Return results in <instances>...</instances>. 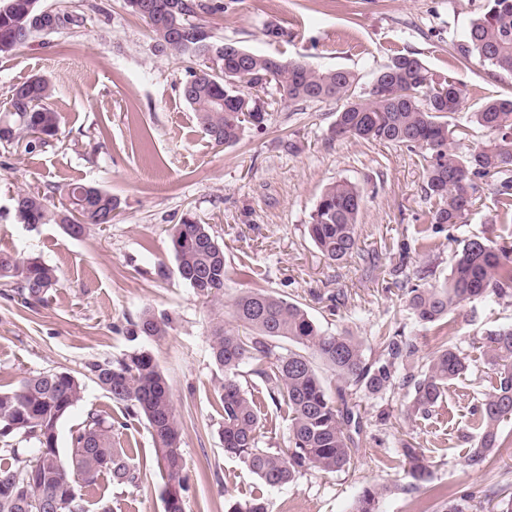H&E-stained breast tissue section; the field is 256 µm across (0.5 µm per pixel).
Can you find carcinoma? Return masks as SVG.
<instances>
[{"label":"carcinoma","instance_id":"carcinoma-1","mask_svg":"<svg viewBox=\"0 0 512 512\" xmlns=\"http://www.w3.org/2000/svg\"><path fill=\"white\" fill-rule=\"evenodd\" d=\"M135 1L151 27L155 51L197 65L182 86V97L216 145L235 144L246 128H266L269 113L258 93L274 84L285 102H342L334 125L338 137L404 146L415 153L424 169L426 193L435 199L431 229L461 223L476 203V180L488 177L496 179L502 213L512 216V99L488 100L472 112L471 119L491 139L463 156L457 151L462 131L449 118L464 106V85L454 77L434 79L412 53L392 57L375 74V85L358 94L356 76L347 69L317 70L302 61H284L216 40L200 19L208 6L198 0H126L130 5ZM42 11L41 0H0V56L28 42ZM215 49L221 57L212 67L207 60ZM457 51L464 60L476 56L495 73L512 76V0H486ZM52 93L43 76L16 85L0 106V144L33 154L56 139L59 115L49 104ZM63 195L72 200L55 213L40 192L18 191L15 211L20 223L54 221L79 237L96 215H120V200L98 185L68 183ZM363 201L361 190L347 181L332 183L322 192L307 227L328 260L343 261L357 252L355 229ZM171 244L180 278L197 297L219 300L228 270L224 246L210 225L187 218L174 225ZM2 278L9 280L12 297L27 308L48 304L59 283L56 269L40 258L21 259L0 251ZM486 298H512V244L472 238L455 253L446 281L407 289L406 307L416 323L432 327L447 324L448 315L461 303ZM232 316L235 324L220 319L209 334L212 358L224 370L216 392L224 452L242 460L269 487L287 484L309 469L335 473L350 466L354 413L336 406L312 357L341 382L339 397L349 388L378 397L395 389L400 379L397 365L415 353L413 342L396 332L368 359L358 337L323 329L300 303L264 289L236 297ZM170 329L169 317L145 312L130 323L128 333L133 340L159 342ZM282 339L297 349L279 351ZM479 344L495 380L476 409L474 444L463 466L492 480L485 492L490 512H512V485L493 469L495 449L512 439V432L502 429L512 420V325L485 332ZM249 362L258 365L255 373L268 398L288 409L286 449L259 446L260 405L239 380L241 366ZM468 369L457 336L448 332L420 371L400 379L412 387L407 414H429L448 385ZM86 372L122 405L123 417L146 419L163 470L161 496L182 495L187 477L178 419L170 384L152 352L139 347L119 358L92 361ZM83 393L77 376L53 369L24 377L12 389H0V512H112L101 499L90 509L85 490L102 481L114 487L139 485L143 471L120 441L125 420L87 414L71 431L69 453H60V422L80 404ZM402 456L412 479L408 490L430 492L425 449L406 443ZM378 496L377 488L365 487L353 512H375ZM474 500L473 492L458 490L443 498L435 512H473ZM228 512H268V504L256 495L235 501Z\"/></svg>","mask_w":512,"mask_h":512}]
</instances>
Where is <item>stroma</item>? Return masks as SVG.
<instances>
[{
    "label": "stroma",
    "instance_id": "35a3bbf8",
    "mask_svg": "<svg viewBox=\"0 0 512 512\" xmlns=\"http://www.w3.org/2000/svg\"><path fill=\"white\" fill-rule=\"evenodd\" d=\"M206 2L204 19L218 40L320 70L349 69L361 90L393 56L416 53L435 77L451 75L465 86V105L453 118L467 131L463 154L490 139L472 122V112L488 99L512 97V77L462 60L454 49L484 0ZM41 5L72 21L0 57V101L17 84L46 76L55 87L51 105L60 132L33 155L0 145V250L56 267L60 284L47 305L32 310L0 285V387L13 388L48 369L82 376L86 363L134 349L129 322L146 311L166 314L173 328L151 350L169 380L180 425L186 512H226L229 500L258 490L269 512H352L370 485L381 491L377 512H417L426 497L408 488L405 439L426 448L432 485L484 489L483 476L462 465L472 444L471 413L491 376L473 339L511 325L512 303L467 301L449 314L472 365L429 416L406 415L407 387L380 397L348 394L360 420L351 466L332 474L309 470L275 488L263 487L239 458L224 452L215 395L223 373L208 336L216 317L230 315L237 295L263 289L301 303L330 332L358 336L369 356L385 336L404 332L416 346L404 366L420 371L439 343L438 332L410 318L404 286L421 278L443 282L464 240L512 238V219L502 215L492 186L480 184L462 223L433 233L428 212L434 202L424 191L418 157L402 146L336 137L335 102L281 105L275 87H268L266 129H245L235 145L217 146L181 96L187 64L155 52L148 23L124 0ZM272 27L282 28L284 37H268ZM72 181L118 196L117 220L87 225L78 238L59 224L18 223L17 190L48 193L56 206L60 187ZM336 181L364 192L359 251L341 262L326 259L307 229L322 190ZM188 217L210 225L224 246L228 278L221 302H203L173 271L169 233ZM161 264L170 267L168 278L157 276ZM84 386L82 402L60 425V450H68L71 429L88 413L122 416L121 405L96 383L85 379ZM122 437L131 441L146 476L136 487L108 488L113 512H164L162 472L145 419H128Z\"/></svg>",
    "mask_w": 512,
    "mask_h": 512
}]
</instances>
